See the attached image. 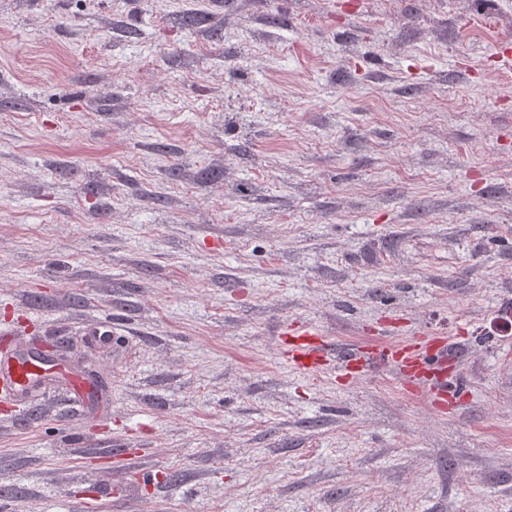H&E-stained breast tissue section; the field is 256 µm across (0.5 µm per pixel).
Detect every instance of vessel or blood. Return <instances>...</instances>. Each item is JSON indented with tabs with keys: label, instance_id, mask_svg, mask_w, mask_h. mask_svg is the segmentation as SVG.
I'll return each instance as SVG.
<instances>
[{
	"label": "vessel or blood",
	"instance_id": "1",
	"mask_svg": "<svg viewBox=\"0 0 512 512\" xmlns=\"http://www.w3.org/2000/svg\"><path fill=\"white\" fill-rule=\"evenodd\" d=\"M294 342L285 344L283 355L288 361L303 370L318 369L324 363V343L319 331L309 325H296L292 328ZM424 341L411 337L403 347H386L368 356V363L397 362L406 372L424 367L441 369L442 365L452 363L454 357L447 345H439L433 357L422 352ZM54 376L66 382L75 399L87 397L89 386L80 376L59 368L45 357L18 350L0 358V388L8 392L15 404H27L31 397L39 392L47 377Z\"/></svg>",
	"mask_w": 512,
	"mask_h": 512
}]
</instances>
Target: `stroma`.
<instances>
[{
	"mask_svg": "<svg viewBox=\"0 0 512 512\" xmlns=\"http://www.w3.org/2000/svg\"><path fill=\"white\" fill-rule=\"evenodd\" d=\"M4 345L0 512H512V0H0ZM292 336H306L303 342L284 343L283 356L288 361L303 370L318 369L327 360L336 359L344 370L352 372L360 368L365 370L372 363L376 362H397L409 376L410 372L421 370L427 364L433 370L441 369L442 365L455 361L452 353L448 351L447 344H437L438 348L433 357H427L422 352L424 341L420 337H411L405 341L402 348L384 347L382 350L369 355L361 364V359L356 354L346 353L343 350H336V354L326 352L324 342L320 336H324L316 328L309 325L292 326ZM50 375L64 380L75 399L87 397L89 386L84 379L39 354L17 350L0 358V384L17 405L25 406L30 402Z\"/></svg>",
	"mask_w": 512,
	"mask_h": 512,
	"instance_id": "stroma-1",
	"label": "stroma"
}]
</instances>
